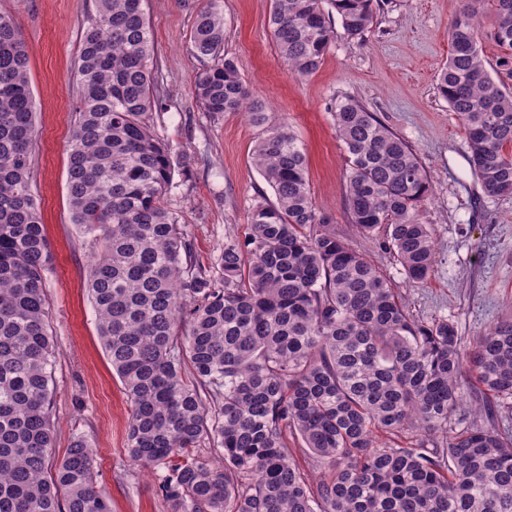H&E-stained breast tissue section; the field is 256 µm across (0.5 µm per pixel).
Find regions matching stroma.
<instances>
[{
  "instance_id": "obj_1",
  "label": "stroma",
  "mask_w": 512,
  "mask_h": 512,
  "mask_svg": "<svg viewBox=\"0 0 512 512\" xmlns=\"http://www.w3.org/2000/svg\"><path fill=\"white\" fill-rule=\"evenodd\" d=\"M196 0H148L155 57L171 89L154 113L156 133L188 158L175 175L167 206L210 266L230 236H244L249 212L266 184L251 152L260 133L240 112L212 114L192 88L200 70L191 54ZM462 0H384L364 42L337 32L313 75L291 79L271 37V0H224V50L234 57L270 124L288 126L305 150L312 197L336 232L366 253L408 299L413 315L453 323L462 347L484 328L512 316V195L488 196L466 161V134L436 91V74L450 52L448 30ZM88 0H0L29 52L37 105L33 144L35 194L50 245L47 293L57 344L52 370L56 428L51 465H59L73 436L86 437L95 480L112 512H164L153 476L135 469L125 450L130 407L100 343L97 319L83 284L92 244L72 224L66 166L73 104L79 88V45ZM362 100L417 152L431 178L420 207L437 241L427 281L409 284L393 256L363 238L344 202L345 147L337 138L332 99Z\"/></svg>"
}]
</instances>
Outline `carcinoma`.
<instances>
[{
    "instance_id": "1",
    "label": "carcinoma",
    "mask_w": 512,
    "mask_h": 512,
    "mask_svg": "<svg viewBox=\"0 0 512 512\" xmlns=\"http://www.w3.org/2000/svg\"><path fill=\"white\" fill-rule=\"evenodd\" d=\"M375 0H273L271 34L288 74L323 62L335 23L363 40ZM493 15L498 66L512 67V0H464L436 90L463 126L472 175L512 195V92L493 79L479 17ZM224 0H206L190 37L205 112L247 111L262 136L244 237L209 267L165 206L176 169L152 113L167 95L144 0H94L79 55L67 189L96 253L86 288L130 404L126 451L158 474L167 512H512V439L455 428L462 377L492 418L512 409V317L460 347L446 319L424 321L316 208L308 161L268 125L224 52ZM347 150L345 206L364 236L424 282L435 241L419 205L431 180L412 146L352 97L331 104ZM36 104L25 40L0 14V512H112L89 441L49 470L55 339L49 244L33 191ZM210 447L221 462L206 460ZM308 468L295 460L296 451Z\"/></svg>"
}]
</instances>
